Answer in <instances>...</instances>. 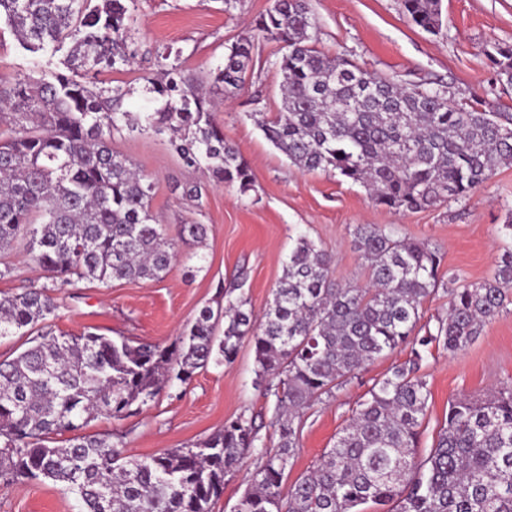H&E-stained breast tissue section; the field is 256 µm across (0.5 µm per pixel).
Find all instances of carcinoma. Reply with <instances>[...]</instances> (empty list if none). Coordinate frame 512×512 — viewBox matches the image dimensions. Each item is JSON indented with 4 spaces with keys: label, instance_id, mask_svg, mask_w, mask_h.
<instances>
[{
    "label": "carcinoma",
    "instance_id": "1",
    "mask_svg": "<svg viewBox=\"0 0 512 512\" xmlns=\"http://www.w3.org/2000/svg\"><path fill=\"white\" fill-rule=\"evenodd\" d=\"M0 0V18L31 53L71 39L67 69L84 75L130 62L126 0ZM416 26L439 28L441 0H402ZM310 0H272L256 30L283 44L282 107L258 124L295 166L333 172L363 186L374 205L401 212L469 198L512 164V114L448 100L439 87L364 70L313 45ZM253 42L242 38L212 76L239 89L251 71ZM512 82V43L487 51ZM162 106L143 117L120 112L128 90L59 72L54 80L0 75V251L22 240L52 282L162 279L178 252L151 211L152 185L112 151L125 125L172 131L186 165L213 180L252 189L248 161L211 119L214 99L177 69L149 79ZM204 224L178 238L202 244ZM355 243L372 287L340 286L331 254L297 237L261 318L240 297L203 307L168 346L94 332L70 335L50 324L58 309L49 286L0 294V339L20 332L29 346L0 360V479L49 480L81 501L82 512H212L224 477L250 452L259 465L235 512H512V390L484 400L458 398L429 452L418 454L429 399L421 351L454 354L512 301V245L493 279L448 290V317L419 335L424 301L438 291L443 255L399 236L394 224H361ZM248 341L255 385L275 397L267 446L263 425L242 415L209 438L159 455L133 457L109 434L82 430L100 416L125 417L171 380L190 381L209 363H231ZM417 346L352 409L333 447L285 486L300 447L305 410L336 397L366 365L399 346ZM177 370H172V366ZM70 434L64 446L54 436Z\"/></svg>",
    "mask_w": 512,
    "mask_h": 512
}]
</instances>
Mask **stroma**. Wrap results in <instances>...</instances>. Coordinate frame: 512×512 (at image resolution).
<instances>
[{"label":"stroma","instance_id":"35a3bbf8","mask_svg":"<svg viewBox=\"0 0 512 512\" xmlns=\"http://www.w3.org/2000/svg\"><path fill=\"white\" fill-rule=\"evenodd\" d=\"M271 0H136L129 22L131 62L105 68L100 86L126 88L120 109L151 112L157 107L146 80L158 73L157 52L184 75L200 80L222 67L232 43H254L252 70L231 96L213 92V120L248 161L253 188L218 185L188 167L169 135L120 128L112 134L113 151L130 158L152 185V211L176 237L182 224L208 228L196 259L188 246L160 281L82 280L56 291L57 330L94 331L126 336L142 343L170 345L205 304L224 296L249 299L262 315L298 235H307L335 262L337 283L366 287L368 268L354 245L360 224H394L401 237L438 247L444 270L458 284L492 278L501 244V227L512 210V166L500 168L469 200L442 203L403 213L369 202L360 185L322 171L293 166L258 126L257 117L274 118L281 107V74L275 64L278 43L256 36L254 21ZM316 48L328 56L345 55L364 69L407 83L436 82L455 100H481L491 112H512V84L500 81L486 51L494 42L512 43V0H442V26L430 33L414 25L401 0H312ZM66 50L37 54L24 50L0 23V74L51 78L64 71ZM187 183L202 188L201 203L183 197ZM46 272L22 247L0 255V293H16L48 284ZM411 345L370 362L335 399L308 410L300 451L291 471L299 476L329 447L363 395L391 368L409 360ZM255 357L242 342L230 364H209L191 381L167 385L136 413L91 422L90 432L121 435L128 454L152 456L196 443L244 415L269 423L273 398L254 384ZM421 372L431 397L420 431V453L434 443L456 397L483 400L512 388V304L485 323L476 339L457 353L440 347L424 352ZM0 512H81L75 496L50 481H0Z\"/></svg>","mask_w":512,"mask_h":512}]
</instances>
